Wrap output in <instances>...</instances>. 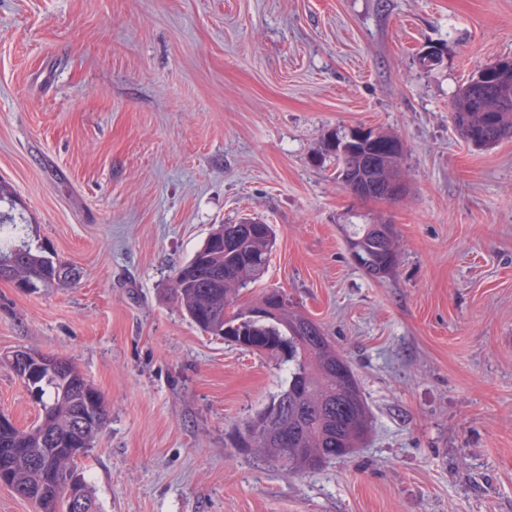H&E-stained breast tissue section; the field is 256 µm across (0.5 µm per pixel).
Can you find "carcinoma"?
Instances as JSON below:
<instances>
[{"mask_svg": "<svg viewBox=\"0 0 512 512\" xmlns=\"http://www.w3.org/2000/svg\"><path fill=\"white\" fill-rule=\"evenodd\" d=\"M487 83V88L474 89L466 80L449 108L458 134L479 147L512 132V74L490 76ZM22 228L11 213H0V229L6 232L0 259L15 258L13 279L36 286L76 279L72 266L51 249L19 239ZM355 240L367 248L369 258L361 269L368 277L382 280L381 267H397L399 252L377 245V230L371 225H349L346 242ZM274 242L269 224H222L178 269L170 288L201 331L288 363L286 387L237 432L247 431L248 448L303 474L349 457L369 436L372 422L350 362L318 322L292 304L261 322L241 320L239 296L263 274ZM54 360L56 374L43 375L38 382L36 424L0 427V453L18 449L12 467L17 496L35 500L38 512H64L65 450L77 442L91 448L99 435L76 429L78 412L91 408L103 425L109 417L103 394L78 368L66 358ZM32 455L54 464L56 476L49 478L32 464Z\"/></svg>", "mask_w": 512, "mask_h": 512, "instance_id": "obj_1", "label": "carcinoma"}]
</instances>
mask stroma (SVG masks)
<instances>
[{"mask_svg":"<svg viewBox=\"0 0 512 512\" xmlns=\"http://www.w3.org/2000/svg\"><path fill=\"white\" fill-rule=\"evenodd\" d=\"M504 57L512 0H0V180L78 271L0 280V353L69 359L103 393L80 464L101 512H512V137L469 145L449 114ZM357 127L401 140V200L338 183L324 144ZM248 218L276 240L241 306L287 293L372 416L362 448L304 475L233 445L285 368L167 291ZM380 220L400 261L378 281L345 232ZM1 412L38 419L0 365Z\"/></svg>","mask_w":512,"mask_h":512,"instance_id":"obj_1","label":"stroma"}]
</instances>
